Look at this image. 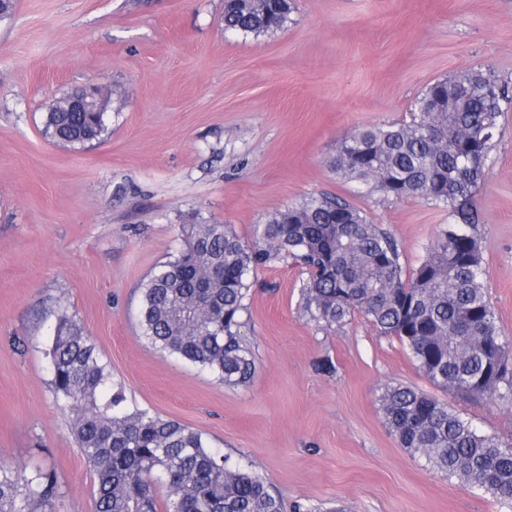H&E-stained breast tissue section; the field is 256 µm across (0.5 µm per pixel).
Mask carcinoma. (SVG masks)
Segmentation results:
<instances>
[{
    "label": "carcinoma",
    "instance_id": "obj_1",
    "mask_svg": "<svg viewBox=\"0 0 512 512\" xmlns=\"http://www.w3.org/2000/svg\"><path fill=\"white\" fill-rule=\"evenodd\" d=\"M294 0H224V31L273 35ZM76 89L50 106L45 134L82 145L108 134L106 113L68 112ZM512 109L508 83L471 68L428 84L408 122L360 128L336 145L332 166L384 198H422L448 210L422 262L405 276L396 238L344 199L322 194L273 213L252 242L228 224H192L177 255L142 284L139 326L155 349L218 376L251 378L245 334L251 277L288 260L309 275L307 312L332 328L355 314L410 351L420 372L468 398L512 401V340L486 283L474 197ZM48 356L54 392L95 478V512H283L256 473L229 464L202 434L128 409L95 343L62 313ZM379 407L399 444L450 480L512 503V442L490 435L414 387L387 385ZM167 488L159 501L157 489ZM51 469L0 461V512H56Z\"/></svg>",
    "mask_w": 512,
    "mask_h": 512
}]
</instances>
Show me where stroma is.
<instances>
[{
    "instance_id": "1",
    "label": "stroma",
    "mask_w": 512,
    "mask_h": 512,
    "mask_svg": "<svg viewBox=\"0 0 512 512\" xmlns=\"http://www.w3.org/2000/svg\"><path fill=\"white\" fill-rule=\"evenodd\" d=\"M224 0H14L0 21V461L54 469L57 512H94L95 478L53 390L61 312L95 342L126 404L201 432L263 477L284 512H512L401 448L378 405L404 383L512 442V403L429 381L397 338L357 314L306 311L292 264L247 298L249 382L154 350L140 288L204 219L249 241L310 196L348 201L401 243L412 273L448 213L385 200L331 160L359 127L410 120L418 94L456 72L512 84V0H296L268 37L224 29ZM111 88L109 134L72 147L45 132L53 100ZM475 200L490 299L512 339V111Z\"/></svg>"
}]
</instances>
